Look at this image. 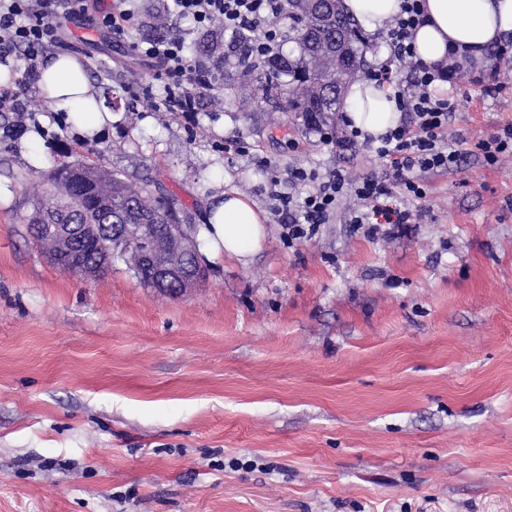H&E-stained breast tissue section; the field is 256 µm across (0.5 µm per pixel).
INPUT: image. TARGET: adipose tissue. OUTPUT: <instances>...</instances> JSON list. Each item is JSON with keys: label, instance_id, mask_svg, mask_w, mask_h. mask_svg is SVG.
<instances>
[{"label": "adipose tissue", "instance_id": "ef3b65f1", "mask_svg": "<svg viewBox=\"0 0 512 512\" xmlns=\"http://www.w3.org/2000/svg\"><path fill=\"white\" fill-rule=\"evenodd\" d=\"M401 0H344L347 13L370 30H377L400 11ZM512 31V0H425L424 22L414 34L418 56L428 64L443 63L449 50L466 51L482 61L503 36ZM37 85L50 112H60L81 137L92 140L115 119L92 87L78 58L59 54L38 70ZM347 117L354 128L376 137L401 120L389 86L353 82L348 91ZM266 217L255 202L237 191L217 193L209 208L202 237L207 250L241 262L260 249Z\"/></svg>", "mask_w": 512, "mask_h": 512}]
</instances>
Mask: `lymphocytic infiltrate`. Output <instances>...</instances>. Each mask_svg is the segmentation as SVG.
<instances>
[{
	"label": "lymphocytic infiltrate",
	"instance_id": "lymphocytic-infiltrate-1",
	"mask_svg": "<svg viewBox=\"0 0 512 512\" xmlns=\"http://www.w3.org/2000/svg\"><path fill=\"white\" fill-rule=\"evenodd\" d=\"M174 12L193 21L197 28L227 32L250 30L253 58L274 55L280 46L279 19L288 13V0H172ZM137 15L134 0H0V65L20 70L14 87L0 89V112L27 111V81L55 48L67 44L72 26L106 34L115 42L126 39ZM424 22L422 0H401L399 13L381 35L388 57L367 68L366 80L391 86L400 123L378 137L362 136L346 114L335 126L318 130L320 140L341 150L365 147L384 166L381 174L350 180L342 170L318 173L303 167L289 170L287 180H271L276 223L286 239L315 236L329 223L347 196L360 200L351 221L370 237L389 234L420 220V200L426 198V178L455 171L460 152L448 142V121L458 108L457 99L436 95L435 82L443 77L439 67L420 59L412 42L414 31ZM185 39L176 36L132 44L135 56L159 63L162 98L144 96L138 103L155 112H177L194 119L201 105L218 92L220 81L212 66L194 62L184 51Z\"/></svg>",
	"mask_w": 512,
	"mask_h": 512
}]
</instances>
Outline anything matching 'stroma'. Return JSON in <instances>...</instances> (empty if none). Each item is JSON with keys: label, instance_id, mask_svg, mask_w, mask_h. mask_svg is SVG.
I'll return each instance as SVG.
<instances>
[{"label": "stroma", "instance_id": "stroma-1", "mask_svg": "<svg viewBox=\"0 0 512 512\" xmlns=\"http://www.w3.org/2000/svg\"><path fill=\"white\" fill-rule=\"evenodd\" d=\"M96 89L163 96L129 44L77 29ZM449 140L459 171L431 176L419 223L356 231L348 198L309 240L265 224L249 260L204 258L190 297L125 267L94 280L55 267L28 218L62 162L162 186L191 224L216 189L248 195L291 167L382 171L294 113L203 106L194 124L124 112L98 139L52 121L31 145L0 120V512H512V157L477 143L512 122V85L469 76ZM241 137L248 153L220 150Z\"/></svg>", "mask_w": 512, "mask_h": 512}]
</instances>
